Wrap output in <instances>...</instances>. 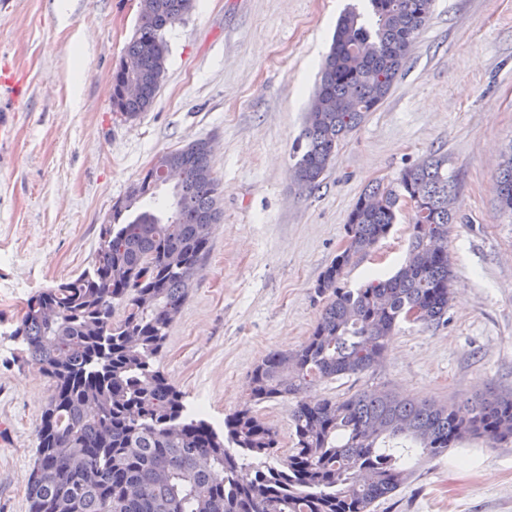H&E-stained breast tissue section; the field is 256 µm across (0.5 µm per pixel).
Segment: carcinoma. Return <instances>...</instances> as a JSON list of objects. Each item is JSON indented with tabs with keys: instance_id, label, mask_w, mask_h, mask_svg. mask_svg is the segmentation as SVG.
<instances>
[{
	"instance_id": "1",
	"label": "carcinoma",
	"mask_w": 512,
	"mask_h": 512,
	"mask_svg": "<svg viewBox=\"0 0 512 512\" xmlns=\"http://www.w3.org/2000/svg\"><path fill=\"white\" fill-rule=\"evenodd\" d=\"M371 13L345 11L320 71L304 128L292 151L303 191L320 186L341 142L376 110L400 77L427 23V0H369ZM194 0H139L126 54L129 75L112 72V109L128 120L149 111L166 69L167 29ZM183 169L164 217L152 209L157 170L148 168L102 225L94 264L76 279L32 297L13 337L25 361L48 379L51 396L38 430L27 496L30 512H371L411 476L414 458L433 459L466 437L512 440V391L492 387L467 402V414L436 401L360 391L335 401L313 394L317 382L358 375L382 361L406 314L438 325L452 300L448 253L435 259L431 240L448 241V156L432 154L405 169L396 185L370 187L346 220L347 246L325 268L315 292L327 298L310 336L273 350L251 371L256 404L296 398L295 448L270 463L276 431L244 407L218 432L188 412L183 394L159 368L171 321L186 301L210 250L202 222L222 217L211 150L199 139L161 154ZM418 196L407 256L388 277L358 288L348 269L385 238L401 202ZM499 210L512 215V150L497 176ZM124 310L115 321V308Z\"/></svg>"
}]
</instances>
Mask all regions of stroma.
Listing matches in <instances>:
<instances>
[{
  "mask_svg": "<svg viewBox=\"0 0 512 512\" xmlns=\"http://www.w3.org/2000/svg\"><path fill=\"white\" fill-rule=\"evenodd\" d=\"M359 0H196L166 31V79L134 120L112 109V71L132 39L139 0H0V512H29L27 482L50 395L12 334L27 301L76 278L95 258L114 204L156 155L213 142L223 219L169 330L159 366L211 422L248 400L254 366L310 335L325 305L314 284L345 243L352 206L429 154L457 178L448 235L454 278L447 320L402 323L374 370L325 381L317 395L363 390L464 402L512 390V216L496 176L512 150V0H434L401 77L340 144L320 187L300 190L291 148L300 134L336 21ZM413 213L352 267L350 287L392 274ZM294 399L257 405L294 446ZM373 512H512V442L467 438Z\"/></svg>",
  "mask_w": 512,
  "mask_h": 512,
  "instance_id": "1",
  "label": "stroma"
}]
</instances>
